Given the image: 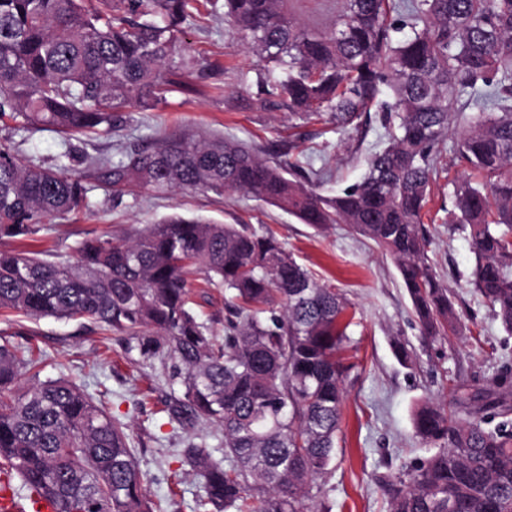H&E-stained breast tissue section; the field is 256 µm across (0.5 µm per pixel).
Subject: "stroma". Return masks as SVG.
<instances>
[{"label":"stroma","instance_id":"35a3bbf8","mask_svg":"<svg viewBox=\"0 0 512 512\" xmlns=\"http://www.w3.org/2000/svg\"><path fill=\"white\" fill-rule=\"evenodd\" d=\"M283 5L301 25L323 32L343 0H283ZM182 41L181 68L174 80L160 84L157 105L125 109L109 134L68 141L48 129L26 131L12 118L0 119V142L83 178L88 188L87 208L45 221L31 237L0 238V247L46 250L52 261L72 265L85 237L122 239L174 216L273 231L299 264L345 295L355 314L336 458L312 482L309 503L319 512H387L384 481L427 455L413 425L416 405L425 399L447 402L455 384L488 388L512 368V336L474 290L470 240L448 221L453 183L462 171L439 172L430 186L428 255L461 320L458 334L430 339L420 333L394 260L349 225L318 230L239 193L140 189L116 195L105 178L88 173L87 157L149 150L162 134L192 129L265 153L293 144L288 162L299 165L302 176L320 174V193L333 197L361 180L371 156L388 141L389 131L375 115L340 132L325 120L261 109L256 97L263 67L225 24L224 0H199ZM189 282L199 311L211 319L216 336H223L229 316L223 290L208 287L200 273ZM0 337L44 354L42 378H68L94 398L107 393L112 415L126 426L148 476V498L160 512H195L202 488L191 469L171 455L183 447L187 433L166 413L175 393L154 371L127 364L118 341L104 339L97 327L80 320L35 321L0 311Z\"/></svg>","mask_w":512,"mask_h":512}]
</instances>
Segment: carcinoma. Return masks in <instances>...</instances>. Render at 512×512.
<instances>
[{
    "mask_svg": "<svg viewBox=\"0 0 512 512\" xmlns=\"http://www.w3.org/2000/svg\"><path fill=\"white\" fill-rule=\"evenodd\" d=\"M195 0H0V119L68 140L108 134L121 112L157 102L160 68L175 67ZM281 0H224L225 16L263 63V108L362 114L394 126L363 179L329 198L252 148L190 132L152 151L91 159L117 191L228 190L302 223L348 224L394 259L421 333L458 331L433 272L423 228L438 170L464 168L448 222L468 232L472 285L512 335V0H344L326 32L283 14ZM410 33L393 37L390 16ZM490 111L469 115L468 95ZM460 128L450 154L440 145ZM88 188L0 144V234L28 238L42 220L87 205ZM75 265L0 249V310L79 319L124 344L180 397L167 412L190 432L181 463L199 478L202 512H315L309 484L336 454L348 329L343 295L321 284L270 233L172 217L136 239L86 238ZM229 296L224 339L193 308L187 274ZM36 361L0 341V470L44 492L56 512H155L130 435L65 378L40 382ZM33 383L22 387V376ZM505 420L489 426L488 408ZM512 388L417 406V436L434 451L384 483L388 512H512ZM224 431V459L200 428Z\"/></svg>",
    "mask_w": 512,
    "mask_h": 512,
    "instance_id": "carcinoma-1",
    "label": "carcinoma"
}]
</instances>
